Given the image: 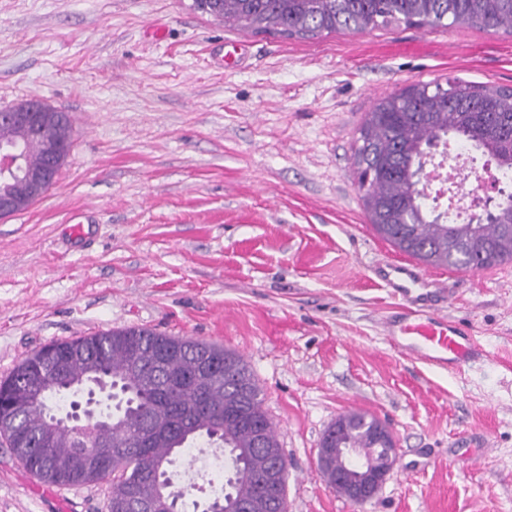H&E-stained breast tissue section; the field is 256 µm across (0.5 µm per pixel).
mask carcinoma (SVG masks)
Wrapping results in <instances>:
<instances>
[{"mask_svg": "<svg viewBox=\"0 0 512 512\" xmlns=\"http://www.w3.org/2000/svg\"><path fill=\"white\" fill-rule=\"evenodd\" d=\"M195 9L220 18L244 32L276 33L288 38L313 39L340 31L362 33L401 24L408 27L467 26L503 29L512 34V0H194ZM43 135L25 127L0 125V143L21 148L25 165L41 170L46 163L45 142L53 139L68 154L73 129L65 112L39 113ZM451 136L473 146L487 161L512 172V87L473 83L460 78L416 82L381 98L358 130L354 166L359 184H369L361 196L376 232L401 252L437 267L460 271L488 269L512 262V192L502 194L483 213L463 222L426 210L424 183L419 172L427 148L437 136ZM162 346L171 348L169 376L152 372ZM202 348L230 371H219L201 395L183 380ZM77 348L68 378L81 379L95 371L112 381L113 392L100 394L112 417L127 431L88 425L48 428L47 417L66 400L74 408L85 397L67 393V378L49 371L41 354L63 355ZM264 423L268 447L276 456L253 449V430L242 423H226L225 410L239 397ZM390 435L375 417L348 411L335 423L336 448H372L376 433ZM0 436L25 448L22 465L49 485L80 486L112 478L109 512H134L127 507L130 485L138 477L167 487L170 512H185L183 491L172 474L184 449L205 437L228 449L232 491L214 495V503L248 499L259 492V481L274 460L285 462L283 449L262 406L261 388L244 358L220 345L178 338L142 327L100 330L90 336L48 344L19 363L0 381ZM112 449L101 472L89 478L75 469L76 459L93 447Z\"/></svg>", "mask_w": 512, "mask_h": 512, "instance_id": "cac0c4a2", "label": "carcinoma"}]
</instances>
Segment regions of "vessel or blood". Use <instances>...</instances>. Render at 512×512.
I'll use <instances>...</instances> for the list:
<instances>
[{
    "instance_id": "obj_1",
    "label": "vessel or blood",
    "mask_w": 512,
    "mask_h": 512,
    "mask_svg": "<svg viewBox=\"0 0 512 512\" xmlns=\"http://www.w3.org/2000/svg\"><path fill=\"white\" fill-rule=\"evenodd\" d=\"M384 286L401 297L396 314L387 316L383 332L408 354L451 371L480 357L482 349L461 323L429 310L432 288L438 280L425 276L419 266L406 261L377 263Z\"/></svg>"
}]
</instances>
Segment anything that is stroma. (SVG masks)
I'll return each mask as SVG.
<instances>
[{
    "instance_id": "obj_1",
    "label": "stroma",
    "mask_w": 512,
    "mask_h": 512,
    "mask_svg": "<svg viewBox=\"0 0 512 512\" xmlns=\"http://www.w3.org/2000/svg\"><path fill=\"white\" fill-rule=\"evenodd\" d=\"M237 39L246 54L228 72ZM446 78L512 87V34L298 39L240 31L193 0H0V109L38 99L74 129L55 185L0 220V380L49 342L108 328L206 340L261 387L288 512H512V263L429 270L483 362L448 372L401 354L381 327L398 301L372 266L404 254L369 224L352 160L380 98ZM348 411L397 441L362 506L317 465ZM107 492L44 484L0 438V512H108Z\"/></svg>"
}]
</instances>
